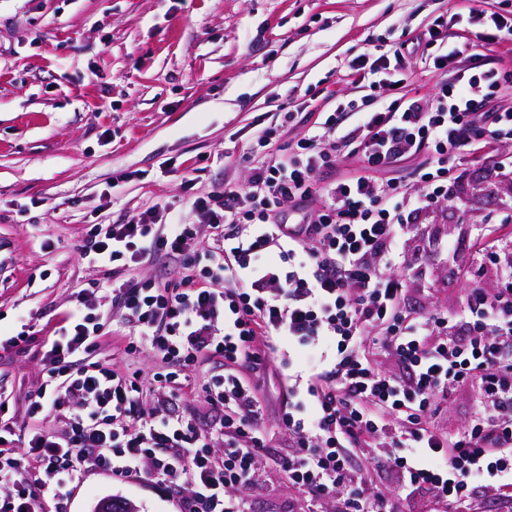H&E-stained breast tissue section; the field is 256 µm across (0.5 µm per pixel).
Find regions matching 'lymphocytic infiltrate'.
<instances>
[{"mask_svg": "<svg viewBox=\"0 0 512 512\" xmlns=\"http://www.w3.org/2000/svg\"><path fill=\"white\" fill-rule=\"evenodd\" d=\"M452 19L463 23L458 47L448 43ZM502 43H512V18L460 0L410 43L353 58L349 72L368 94L339 98L288 155L264 154L274 129H257L245 185L197 196L185 217L156 203L91 225L79 256L104 277L79 289L43 345L23 450L0 422V512H48L93 474L150 481L175 496L176 512H246L243 493L268 448L262 377L275 350L288 366L280 467L312 500L389 512L349 465V449L376 439L386 451L375 466L445 512L479 492L511 499L512 258L496 271L504 287L473 280L455 321L403 310L405 283L393 272L414 214L447 200L458 168L479 165L486 145L512 142V108L489 106L512 84L494 50ZM465 47L475 54L461 66ZM416 60L442 74L425 98L404 91ZM331 135L362 167L325 185ZM408 159L419 162L410 177L380 178ZM289 210L299 222H287ZM157 257L178 264L181 279L135 277ZM100 291L111 309L95 301ZM110 333L125 343L124 370L97 354ZM311 341L320 352L294 364L292 348ZM377 348L402 374L373 365ZM144 351L159 361L149 379L134 361ZM211 362L221 373L196 385ZM461 386L476 390V408L451 436L429 420ZM197 387L216 416L206 429L180 409Z\"/></svg>", "mask_w": 512, "mask_h": 512, "instance_id": "1", "label": "lymphocytic infiltrate"}]
</instances>
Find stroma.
Masks as SVG:
<instances>
[{
    "instance_id": "35a3bbf8",
    "label": "stroma",
    "mask_w": 512,
    "mask_h": 512,
    "mask_svg": "<svg viewBox=\"0 0 512 512\" xmlns=\"http://www.w3.org/2000/svg\"><path fill=\"white\" fill-rule=\"evenodd\" d=\"M457 0H0V335L30 315L29 343L0 350V391L16 428L30 425L42 345L77 285L98 279L78 247L90 225L121 223L159 200L188 211L193 197L245 183L256 123L275 125L271 151L315 128L337 97L363 95L345 67L367 44L401 42ZM303 118L280 125L288 110ZM463 190L423 211L401 238L395 272L406 305L455 317L465 308L483 242L512 240V174L486 184L463 173ZM424 253L416 266L411 258ZM288 369L269 361L264 388L271 448L246 494L249 512L306 508L279 463L288 434L276 420ZM458 388L434 416L448 434L475 409ZM372 447L352 463L370 491L399 500ZM104 499L134 512H173L148 482L89 477L66 512H96ZM430 512L427 494L399 500Z\"/></svg>"
}]
</instances>
